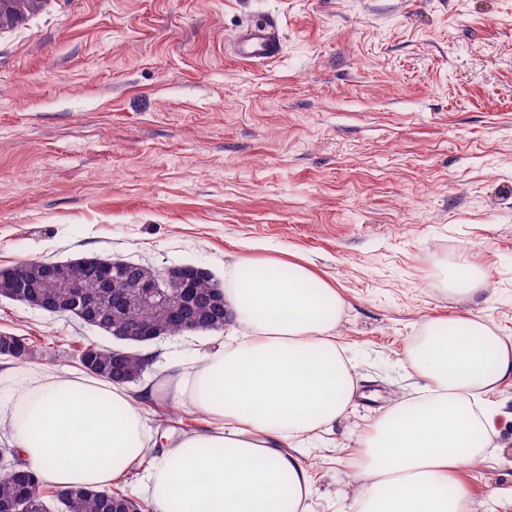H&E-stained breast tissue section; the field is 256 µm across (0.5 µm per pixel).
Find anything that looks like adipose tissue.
Wrapping results in <instances>:
<instances>
[{
    "mask_svg": "<svg viewBox=\"0 0 512 512\" xmlns=\"http://www.w3.org/2000/svg\"><path fill=\"white\" fill-rule=\"evenodd\" d=\"M226 336L166 388L204 430L149 455L153 429L125 388L79 371H33L0 402L20 457L51 487L102 489L146 462L152 512H308L315 486L290 440L346 414L354 375L336 342L344 302L299 264L244 256L227 272ZM423 395L390 408L362 442L358 512H477L460 469L486 457L512 379V347L477 318L431 320L408 348Z\"/></svg>",
    "mask_w": 512,
    "mask_h": 512,
    "instance_id": "adipose-tissue-1",
    "label": "adipose tissue"
}]
</instances>
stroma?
I'll return each mask as SVG.
<instances>
[{
  "mask_svg": "<svg viewBox=\"0 0 512 512\" xmlns=\"http://www.w3.org/2000/svg\"><path fill=\"white\" fill-rule=\"evenodd\" d=\"M258 20L283 38L253 63L230 41ZM244 255L302 264L344 301L355 396L300 457L309 512H356L361 436L424 384L408 341L466 315L512 345V0H47L0 31V267L96 256L220 283ZM456 264L486 273L467 303ZM1 333L33 341L0 357L1 397L113 344L4 297ZM219 338L147 345L130 392ZM487 399L496 457L461 478L483 512H512V380ZM149 412L173 439L206 424L170 395ZM460 265L451 266L448 268V286L450 289L459 295L471 297L475 295L481 288L478 287L479 276L475 275L469 279H461Z\"/></svg>",
  "mask_w": 512,
  "mask_h": 512,
  "instance_id": "obj_1",
  "label": "stroma"
}]
</instances>
